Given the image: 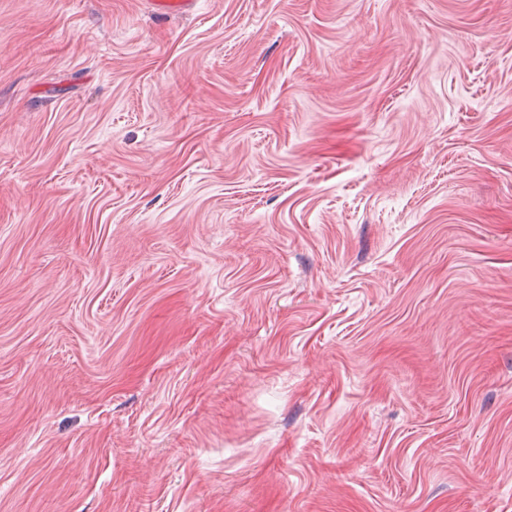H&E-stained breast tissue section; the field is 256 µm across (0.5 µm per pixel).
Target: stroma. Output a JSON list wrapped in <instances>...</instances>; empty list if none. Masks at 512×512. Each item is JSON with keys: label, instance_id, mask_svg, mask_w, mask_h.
Listing matches in <instances>:
<instances>
[{"label": "stroma", "instance_id": "obj_1", "mask_svg": "<svg viewBox=\"0 0 512 512\" xmlns=\"http://www.w3.org/2000/svg\"><path fill=\"white\" fill-rule=\"evenodd\" d=\"M0 512H512V0H0Z\"/></svg>", "mask_w": 512, "mask_h": 512}]
</instances>
